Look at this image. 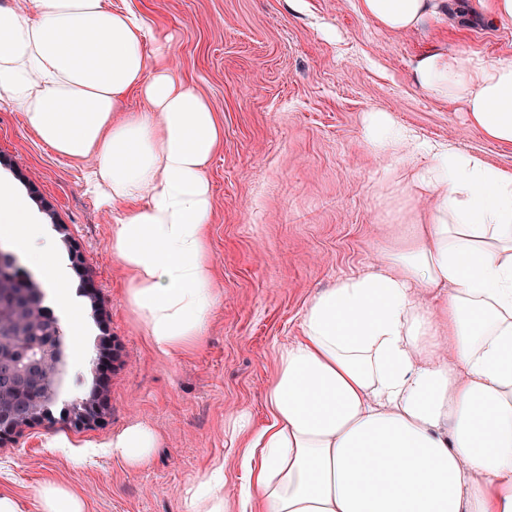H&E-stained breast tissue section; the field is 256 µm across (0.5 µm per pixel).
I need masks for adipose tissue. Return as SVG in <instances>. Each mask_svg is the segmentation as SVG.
<instances>
[{"mask_svg": "<svg viewBox=\"0 0 512 512\" xmlns=\"http://www.w3.org/2000/svg\"><path fill=\"white\" fill-rule=\"evenodd\" d=\"M441 0H360L374 24L412 31ZM153 52H146V43ZM167 33L109 0L0 6V106L61 159L89 163L88 186L123 205L109 251L128 273L126 301L152 346L170 356L199 342L218 300L208 249L209 166L223 131L177 76ZM416 83L461 105L484 137L512 144V61L429 52ZM136 92L144 107L126 112ZM363 141L403 161L421 224L403 225L371 270L339 279L305 308L302 336L279 348L268 423L228 418L247 476L238 503L224 470L195 480L184 512H512V171L452 144L429 145L368 112ZM7 238L68 314L84 322L59 243L0 178ZM424 291L441 294L423 304ZM158 436L133 425L108 442L149 463ZM0 512H86L82 496L43 485L33 507L0 494Z\"/></svg>", "mask_w": 512, "mask_h": 512, "instance_id": "obj_1", "label": "adipose tissue"}]
</instances>
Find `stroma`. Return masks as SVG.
Listing matches in <instances>:
<instances>
[{
	"label": "stroma",
	"mask_w": 512,
	"mask_h": 512,
	"mask_svg": "<svg viewBox=\"0 0 512 512\" xmlns=\"http://www.w3.org/2000/svg\"><path fill=\"white\" fill-rule=\"evenodd\" d=\"M112 3L172 34L175 69L224 128L210 166L219 297L197 345L171 357L154 350L126 302L128 274L108 250L119 209L87 192L85 164L56 157L19 111L0 108V175L42 224L64 225L80 247L119 353L104 423L80 432L25 430L0 447V492L30 502L44 483L56 482L81 494L87 512H183L187 484L217 463L225 493L237 496L245 476L225 417L245 410L255 427L268 422L264 395L277 351L299 340L312 296L370 270L395 225L429 208L380 182L386 162L362 145L366 112H389L424 139L512 170V145L487 140L459 105L411 81L413 65L430 50L512 60V21L453 10L419 30L393 33L363 15L359 0ZM97 334L87 320L63 399L90 387ZM135 423L159 437L142 468L102 450ZM60 436L67 447H53Z\"/></svg>",
	"instance_id": "obj_1"
}]
</instances>
